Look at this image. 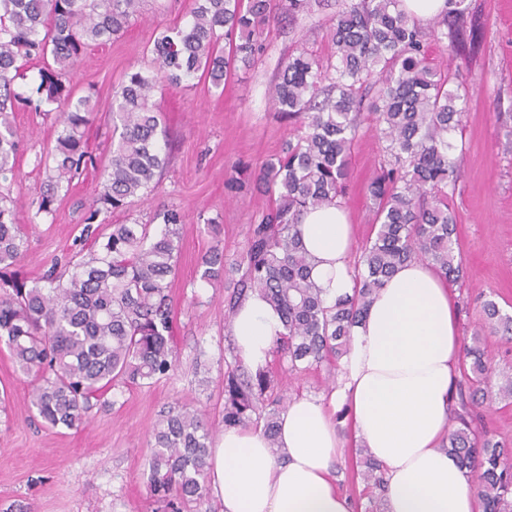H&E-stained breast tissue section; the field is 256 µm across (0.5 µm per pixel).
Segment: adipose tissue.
<instances>
[{"label":"adipose tissue","mask_w":512,"mask_h":512,"mask_svg":"<svg viewBox=\"0 0 512 512\" xmlns=\"http://www.w3.org/2000/svg\"><path fill=\"white\" fill-rule=\"evenodd\" d=\"M299 231L322 297L332 303L351 294L354 240L343 208L305 211ZM229 330L237 355L255 371L266 368L283 326L254 294ZM462 360L458 306L446 281L425 262L404 263L352 328L330 402L299 396L281 413V457L262 430L220 434L206 470L221 512H352L336 487L334 464L346 444L333 403L348 406L355 439L383 469V512H480L465 471L442 447Z\"/></svg>","instance_id":"ef3b65f1"}]
</instances>
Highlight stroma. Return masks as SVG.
<instances>
[{
	"label": "stroma",
	"mask_w": 512,
	"mask_h": 512,
	"mask_svg": "<svg viewBox=\"0 0 512 512\" xmlns=\"http://www.w3.org/2000/svg\"><path fill=\"white\" fill-rule=\"evenodd\" d=\"M348 2L315 0L311 12L276 14L263 32V55L251 69L229 76L223 89L203 81L157 97L173 141L160 192L134 199L104 219L145 224L162 204L185 216L172 286L175 367L152 385L112 389L108 406L94 412L88 424L58 432L37 423L28 401L29 384L16 372L8 350L0 348V392L9 398L7 411L0 412V512H17L21 505L31 512H154L147 475L151 430L160 411L187 405L221 428L224 357L232 338L224 328V288L200 279V258L213 243L205 222L220 224L224 256L236 258L250 221L270 204L268 196L246 184L280 153L292 132L271 100L281 66L302 49L330 55V20ZM192 5L193 0H144L120 37L90 47L71 72L77 95L93 96L86 136L100 162L112 154L113 87L131 71L150 73L158 33L184 25ZM465 7L472 38L461 43L432 38L427 46L433 64L454 70L457 80L474 88L455 134L466 151L451 201L458 215L464 274L453 290L459 334L468 338L481 328L483 294L494 293L499 305L512 311V0H465ZM57 118L53 105L44 112L16 110L14 121L24 135L18 172L13 182L0 187L19 201L16 221L25 227L28 247L18 271L30 280L57 258L78 251L87 203L99 185L98 171L82 172L69 189L57 193L52 215L30 224L26 203L49 175L35 168L34 157L54 146ZM372 126V114H363L364 135L352 151L341 201L358 243L373 233L368 185L381 157L369 134ZM270 366L282 373L290 398L326 395L335 374L323 364L291 373L276 358Z\"/></svg>",
	"instance_id": "stroma-1"
}]
</instances>
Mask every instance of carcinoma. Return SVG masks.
I'll list each match as a JSON object with an SVG mask.
<instances>
[{"mask_svg":"<svg viewBox=\"0 0 512 512\" xmlns=\"http://www.w3.org/2000/svg\"><path fill=\"white\" fill-rule=\"evenodd\" d=\"M312 0H194L191 20L161 32L152 50L153 75H126L113 90L112 122L119 139L88 204L86 224L126 208L155 191L168 163L165 130L152 103L157 92L182 87L202 75L215 88L237 65L253 66L264 26L273 11L305 13ZM140 0H0V183L13 180L23 134L12 118L16 105L34 112L41 103L15 89L20 71L43 64L37 92L63 107L59 114L53 175L32 199V219L47 216L59 189L97 158L85 139L92 120L87 96L74 97L66 76L85 50L121 32ZM332 55L305 49L288 57L272 89L275 109L298 123L281 154L258 172L255 187L272 205L248 225L246 247L231 267L225 323L252 292L280 313L279 352L293 370L337 363L347 352L351 328L395 269L412 260L430 264L447 282L463 269L455 251L457 216L451 200L464 145L462 126L469 90L452 84L449 70L429 61L425 34L399 0H351L329 26ZM228 44V52L219 48ZM365 108L377 112L383 162L369 186L374 236L360 248L353 293L327 303L315 288L312 262L299 238L302 214L336 203L345 191L349 157ZM17 202L0 194V343L16 369L34 377L30 405L49 429H77L116 386L150 385L172 369L171 288L183 215L161 206L149 224H109L83 255L38 281L17 277L26 253L16 224ZM215 244L201 257L200 279L224 282L220 227L208 224ZM484 328L512 342V315L492 296L481 302ZM224 373V427L261 429L280 455L277 427L284 410L280 379L243 367L237 356ZM492 359L480 336L464 346V369L447 442L476 480L483 512H512V443L474 426L475 411L512 398V373L489 382ZM214 429L187 406L159 414L148 461L150 492L163 512H196L207 497L206 458ZM359 475L370 489L365 512H377L385 483L371 455Z\"/></svg>","mask_w":512,"mask_h":512,"instance_id":"obj_1","label":"carcinoma"}]
</instances>
